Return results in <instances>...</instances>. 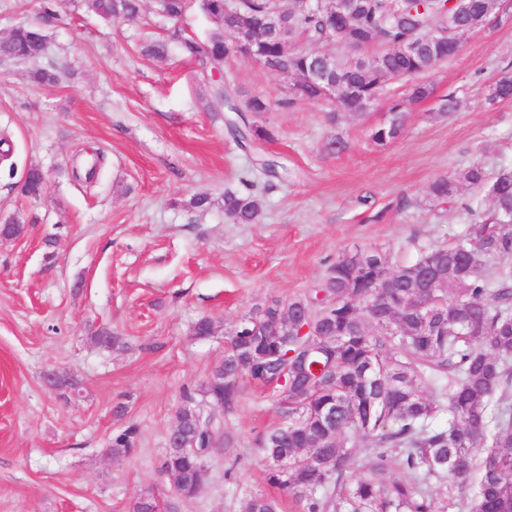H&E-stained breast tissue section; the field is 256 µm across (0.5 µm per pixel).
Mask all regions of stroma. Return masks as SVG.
Here are the masks:
<instances>
[{
  "label": "stroma",
  "instance_id": "obj_1",
  "mask_svg": "<svg viewBox=\"0 0 512 512\" xmlns=\"http://www.w3.org/2000/svg\"><path fill=\"white\" fill-rule=\"evenodd\" d=\"M31 18L49 37L47 61L67 76L39 86L32 63H0V225L23 227L0 241V512H129L146 491L174 512H236L246 491L266 487L259 441L279 420L277 401L246 386L202 492L184 500L159 472L184 388L200 386L253 312L305 297L342 252L380 247L410 262L468 233L475 216L425 195L472 163L491 175L512 163V100L486 102L512 63V20L466 35L427 74L430 97L408 103L403 135L383 147L370 133L405 97L403 82L388 81L366 114L331 120L324 106H280L281 77L228 57L224 79L239 101L272 103L247 115L271 134L254 151L211 111L198 62L140 50L149 37L204 40L210 24L196 9L163 22L142 0L137 16L113 22L82 0H0V35ZM451 94L457 111L439 116ZM336 137L346 144L338 154L326 149ZM262 158L282 177L255 188L258 223H236L224 192ZM33 168L46 181L38 199L22 191ZM197 194L209 209L189 208ZM203 318L214 335L194 336ZM101 328L123 347L92 342ZM48 370L78 380L77 395L44 387ZM119 403L140 436L133 454L115 458Z\"/></svg>",
  "mask_w": 512,
  "mask_h": 512
}]
</instances>
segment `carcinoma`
Returning <instances> with one entry per match:
<instances>
[{
	"label": "carcinoma",
	"instance_id": "carcinoma-1",
	"mask_svg": "<svg viewBox=\"0 0 512 512\" xmlns=\"http://www.w3.org/2000/svg\"><path fill=\"white\" fill-rule=\"evenodd\" d=\"M83 2L106 20L140 11V0ZM355 2L353 15L340 23L324 8L303 11L282 0H242L231 14L225 0H195L211 23L207 46L185 38L179 51L206 71L234 55L292 75L298 82L282 105L336 103L355 114L406 72L414 75L408 99L429 97L422 77L450 57L448 42H427L413 58L400 46L412 30L440 22L454 6L403 0L401 15L392 17L384 0ZM274 21L283 34L272 31ZM335 29L377 52L353 60L299 46L326 43ZM47 44L38 22L19 23L0 40V61L36 60ZM141 52L163 61L169 46L146 39ZM314 69L341 76L350 93L333 101L320 87L300 82ZM494 87L488 105L512 99V74L502 73ZM210 98L216 112L270 107L261 98L238 104L236 91L222 80L211 81ZM388 114L370 134L380 146L405 129L402 103ZM227 125L243 148L257 150L270 139L267 130L236 118ZM43 187L41 171L29 170L24 193L38 198ZM464 187L486 191L491 202L469 233L410 263L382 248L362 250L357 266L336 258L306 298L278 300L229 336L224 360L201 384L202 395L226 413L241 394L238 375L277 391L281 422L260 441L265 481L291 496L299 512H512V402L506 398L512 388V227L501 224L512 216V164L491 179L473 163L435 178L427 196L453 201ZM224 214L238 224L258 223L255 196L224 192ZM300 319L311 325L305 336L297 335ZM180 414L184 447L166 450L160 473L178 496L192 499L203 487L210 445L223 444L224 434L217 418L201 425L195 441L193 411L183 407ZM138 433L133 423L113 431L110 453L131 454ZM362 448L371 455L361 462ZM239 512H280V503L261 490L248 491Z\"/></svg>",
	"mask_w": 512,
	"mask_h": 512
}]
</instances>
